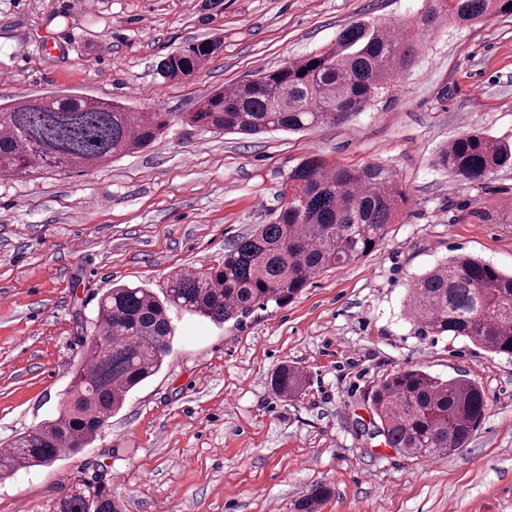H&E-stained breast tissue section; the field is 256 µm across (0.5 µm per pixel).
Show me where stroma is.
Returning <instances> with one entry per match:
<instances>
[{"mask_svg":"<svg viewBox=\"0 0 512 512\" xmlns=\"http://www.w3.org/2000/svg\"><path fill=\"white\" fill-rule=\"evenodd\" d=\"M426 0H0V102L77 94L173 115L160 142L93 171L0 177V445L68 399L82 340L112 284L159 288L272 223L289 172L379 164L408 199L383 241L312 279L297 299L224 325L175 321L162 369L87 448L0 481V512H49L74 476L108 485L122 512H512V358L432 336L406 314L410 281L468 254L512 270V167L477 183L434 167L472 131L512 141V16L426 35L389 96L344 123L259 136L182 123L210 92L321 51L358 21H397ZM57 50L45 52L43 36ZM222 47L170 82L160 61ZM304 372L279 395L282 364ZM467 375L488 407L465 448L416 459L377 436L369 396L391 374ZM304 381L305 375L302 371L283 365L274 375L273 387L280 395L295 398L302 391Z\"/></svg>","mask_w":512,"mask_h":512,"instance_id":"1","label":"stroma"}]
</instances>
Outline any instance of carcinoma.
<instances>
[{
	"label": "carcinoma",
	"mask_w": 512,
	"mask_h": 512,
	"mask_svg": "<svg viewBox=\"0 0 512 512\" xmlns=\"http://www.w3.org/2000/svg\"><path fill=\"white\" fill-rule=\"evenodd\" d=\"M512 15V0H428L416 18L358 22L325 49L205 96L182 120L204 129L254 135L302 131L362 112L412 64L418 35L448 21L477 22ZM197 41L165 57L170 81L195 75L219 50ZM169 112H131L115 102L82 96H17L0 106V175L33 169L91 170L153 143ZM512 164V146L468 133L441 149L435 165L465 181ZM406 196L385 167L329 168L310 158L288 174L275 221L261 224L209 269L175 272L160 288L118 285L104 294L85 336L84 363L75 370L69 400L39 427L0 452V479L54 464L91 444L128 395L164 365L175 336L173 315L215 325L296 298L331 267L372 252L395 223ZM408 317L435 336L464 337L485 351L512 357V273L462 254L408 286ZM302 371L284 365L275 391L289 398L303 388ZM385 445L418 459L456 451L470 440L487 410L472 379L443 380L422 369L384 379L370 397ZM329 489L312 487L304 512H316ZM50 512H119L112 490L76 477Z\"/></svg>",
	"instance_id": "obj_1"
}]
</instances>
